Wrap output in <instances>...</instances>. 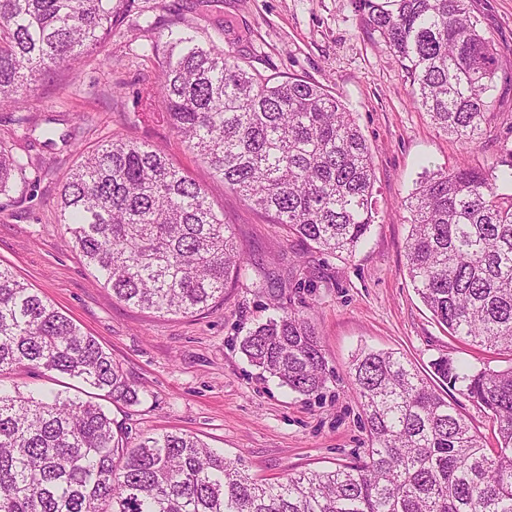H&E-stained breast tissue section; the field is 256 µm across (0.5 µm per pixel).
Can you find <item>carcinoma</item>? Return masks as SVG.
<instances>
[{
	"label": "carcinoma",
	"instance_id": "obj_1",
	"mask_svg": "<svg viewBox=\"0 0 512 512\" xmlns=\"http://www.w3.org/2000/svg\"><path fill=\"white\" fill-rule=\"evenodd\" d=\"M129 0H0V108L29 103L49 73L93 53ZM410 78L411 100L465 144L483 134L499 67L468 0H358ZM154 89L184 147L275 224L353 255L374 224L372 153L352 113L301 79L272 84L214 43L168 32ZM62 182L58 223L118 300L192 315L224 298L249 262L207 193L165 149L113 136ZM29 162L0 151V192ZM465 162L426 171L404 200L408 274L451 336L512 353V194ZM251 365L310 396L330 371L312 321L284 310L249 330ZM76 378L114 400L137 390L95 337L0 266V376ZM439 392L403 356L362 348L351 374L369 448L334 470L263 482L183 433L132 445L91 402L0 392V512H512V366L476 372L442 359ZM497 426L486 446L455 404Z\"/></svg>",
	"mask_w": 512,
	"mask_h": 512
}]
</instances>
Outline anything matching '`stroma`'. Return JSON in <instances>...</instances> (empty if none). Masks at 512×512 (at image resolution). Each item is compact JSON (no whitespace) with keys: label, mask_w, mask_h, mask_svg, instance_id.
<instances>
[{"label":"stroma","mask_w":512,"mask_h":512,"mask_svg":"<svg viewBox=\"0 0 512 512\" xmlns=\"http://www.w3.org/2000/svg\"><path fill=\"white\" fill-rule=\"evenodd\" d=\"M470 10L499 69L484 133L465 146L413 107L409 79L356 0H130L96 52L47 75L29 106L0 109V149L29 161L25 178L0 193V264L108 349L139 400L115 402L69 376L25 368L0 379V388L98 403L114 431L134 443L164 432L193 435L251 477L273 482L335 469L368 448L350 374L360 348L404 355L441 390L439 359L475 371L511 366L512 354L471 345L437 323L405 257L402 202L424 170L466 161L500 173L512 165V0H470ZM171 30L215 43L274 80L317 83L353 113L371 148L377 189V217L355 256L322 253L272 223L224 188L162 121L161 102L147 97L158 60L145 49ZM112 135L164 147L230 224L250 266L222 301L191 316L127 306L75 251L57 222L59 188L78 161L77 147ZM275 304L302 312L316 328L330 371L319 394L279 387L240 350Z\"/></svg>","instance_id":"35a3bbf8"}]
</instances>
